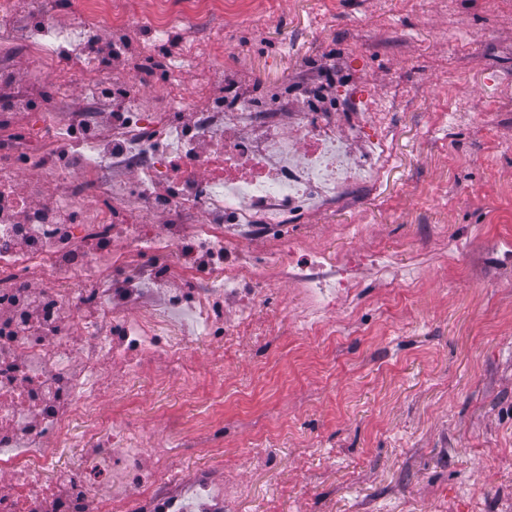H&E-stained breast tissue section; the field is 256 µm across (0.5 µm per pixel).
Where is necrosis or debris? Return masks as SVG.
Listing matches in <instances>:
<instances>
[{"mask_svg": "<svg viewBox=\"0 0 512 512\" xmlns=\"http://www.w3.org/2000/svg\"><path fill=\"white\" fill-rule=\"evenodd\" d=\"M54 3L0 0V477L10 481L0 512H235L252 493L248 483L209 467L181 476L163 437L102 426L99 413L126 404L117 378L146 371L179 380L184 397L196 398L192 338L213 343L218 366L229 353L263 355L287 315L272 301L280 288L299 300L287 315L296 335L316 345L360 323L361 270L390 290L415 288L412 272L396 271L382 248L359 245L332 257L304 225L315 213L360 209L385 181L395 107L362 75L339 87L329 112L307 83L287 108L228 100L222 111L195 112L187 129L180 113L207 98L213 81L243 71L212 56L205 35L224 0H139L134 11L126 0H68L74 22L63 29L50 18ZM134 23L145 31V60L177 29L196 37L173 49L163 78L142 68L124 78L112 150L85 139L70 161H54L70 127L97 117L101 87L86 74L112 75L91 41ZM20 46L37 64L29 85L51 86L53 97L18 135L11 113L27 98L14 90L11 59ZM195 64L201 75L186 85L182 74ZM438 82L456 102L446 123H494V113L471 108L455 69H441ZM77 90L85 109L72 116L61 103ZM202 142L212 151H200ZM174 169L179 178L168 193ZM14 188L34 201L21 224ZM161 209L164 225L154 220ZM126 278L129 288L116 290L114 281ZM172 281L179 296L166 293ZM228 303L236 307L230 320ZM108 372L114 383H105ZM225 405L216 389L180 448L219 453L225 436L260 427L247 402L230 414ZM78 427L88 446L76 471L62 459Z\"/></svg>", "mask_w": 512, "mask_h": 512, "instance_id": "necrosis-or-debris-1", "label": "necrosis or debris"}]
</instances>
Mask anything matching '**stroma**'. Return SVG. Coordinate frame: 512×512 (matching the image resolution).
Here are the masks:
<instances>
[{"mask_svg": "<svg viewBox=\"0 0 512 512\" xmlns=\"http://www.w3.org/2000/svg\"><path fill=\"white\" fill-rule=\"evenodd\" d=\"M240 15L265 19L264 34L227 17L215 21L216 53L231 51L254 71L253 97L262 86L335 69L364 70L390 95L412 86L394 114L398 133L386 183L362 212L336 210L308 221L342 251L339 224L373 225L379 246L414 268L420 286L408 299L384 302L385 285L363 270L367 332L344 331L312 354L283 321L273 348L283 362L263 370L250 405L281 432L274 466L254 468L249 448L262 431L228 435L220 455L175 459L177 471L232 464L255 494L237 512H266L280 486L281 512H353L362 499L377 512H434L452 500L468 512L467 493L481 482L488 493L512 491V288L484 253L491 235L512 236V125L473 128L456 137L433 122L451 111L435 75L460 66L481 112H510L501 95L512 84V8L493 0H465L461 27H491L495 50L466 38L448 45V25L431 0H236ZM437 225L463 233L474 250L440 258L431 236ZM189 356L201 379L196 399L177 382L158 385L147 373L122 379L129 400L123 413L104 410L106 425L134 422L164 434L170 418L192 423L210 396L209 347Z\"/></svg>", "mask_w": 512, "mask_h": 512, "instance_id": "1", "label": "stroma"}]
</instances>
